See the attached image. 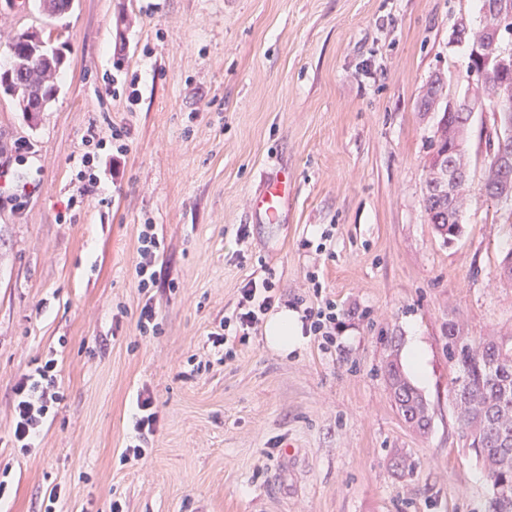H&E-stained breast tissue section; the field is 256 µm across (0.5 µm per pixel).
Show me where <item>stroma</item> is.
Here are the masks:
<instances>
[{
	"label": "stroma",
	"mask_w": 512,
	"mask_h": 512,
	"mask_svg": "<svg viewBox=\"0 0 512 512\" xmlns=\"http://www.w3.org/2000/svg\"><path fill=\"white\" fill-rule=\"evenodd\" d=\"M479 0H74L47 18L0 0V64L24 30L63 50L58 92L27 121L0 96V145L30 187L0 203V512H484V469L449 396V321L474 339L512 334V206L481 193L496 116L467 125L471 204L462 233H436L425 164L442 77L456 99L477 79L460 21ZM135 83L137 104L112 93ZM101 184L80 196L89 125ZM131 130L112 169V130ZM293 176L281 223L252 210L279 168ZM153 225L160 276L137 287ZM282 305L336 304V340L296 353L263 335L220 358L207 337L252 279ZM160 332L141 335L147 299ZM426 351L431 427L409 429L385 381L410 337ZM58 361L63 399L34 448L12 440L13 389ZM207 367L193 373L192 359ZM158 414L146 456L124 461L139 392ZM294 458L280 453L285 443ZM415 462L398 477L394 454Z\"/></svg>",
	"instance_id": "stroma-1"
}]
</instances>
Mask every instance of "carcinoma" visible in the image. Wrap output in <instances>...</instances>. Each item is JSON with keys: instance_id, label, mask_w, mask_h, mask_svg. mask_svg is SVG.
Returning <instances> with one entry per match:
<instances>
[{"instance_id": "obj_1", "label": "carcinoma", "mask_w": 512, "mask_h": 512, "mask_svg": "<svg viewBox=\"0 0 512 512\" xmlns=\"http://www.w3.org/2000/svg\"><path fill=\"white\" fill-rule=\"evenodd\" d=\"M480 12L493 5L505 13V25L498 46L512 51V0H479ZM497 53L489 50L480 58H470V68L483 72L485 90L470 97V110L450 112L443 110L434 139V157L430 158L426 183L435 179V155L445 146L464 150V130L471 112L503 113V98H512V69L495 63ZM18 68L25 71V86L42 90L50 96L54 86L49 79L64 65V58L50 53L30 60V56L15 57ZM444 79L436 77L427 88L422 106L430 108L435 99L443 95ZM484 191L487 196L498 197L500 170L497 157L504 150L512 155V142L501 145L487 140ZM459 185L453 204L448 199L425 196V210L437 233L446 241L462 232L461 213L466 203L469 174L466 162L459 163ZM448 359L456 376L449 394L455 406L458 426L465 444L482 462L488 485L485 512H512V336H490L475 340L462 334L458 323L448 320ZM387 384L393 405L414 431L425 435L431 425L428 403L404 375L397 356L387 365Z\"/></svg>"}]
</instances>
